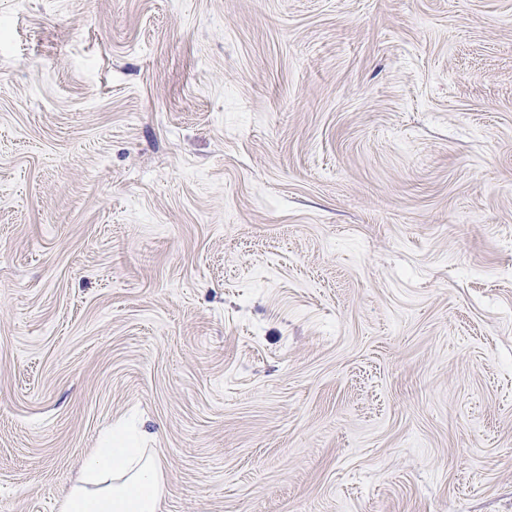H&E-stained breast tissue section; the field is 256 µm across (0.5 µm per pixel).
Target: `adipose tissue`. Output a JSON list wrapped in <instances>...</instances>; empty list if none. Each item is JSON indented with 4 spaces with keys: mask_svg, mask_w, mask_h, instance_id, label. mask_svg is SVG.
I'll use <instances>...</instances> for the list:
<instances>
[{
    "mask_svg": "<svg viewBox=\"0 0 512 512\" xmlns=\"http://www.w3.org/2000/svg\"><path fill=\"white\" fill-rule=\"evenodd\" d=\"M161 460L120 433L94 449L61 495L60 512H159Z\"/></svg>",
    "mask_w": 512,
    "mask_h": 512,
    "instance_id": "obj_1",
    "label": "adipose tissue"
}]
</instances>
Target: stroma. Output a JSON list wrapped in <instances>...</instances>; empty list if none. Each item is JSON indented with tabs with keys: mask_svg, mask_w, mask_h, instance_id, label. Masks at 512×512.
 Wrapping results in <instances>:
<instances>
[{
	"mask_svg": "<svg viewBox=\"0 0 512 512\" xmlns=\"http://www.w3.org/2000/svg\"><path fill=\"white\" fill-rule=\"evenodd\" d=\"M116 429L160 512H512V0H0V512Z\"/></svg>",
	"mask_w": 512,
	"mask_h": 512,
	"instance_id": "35a3bbf8",
	"label": "stroma"
}]
</instances>
